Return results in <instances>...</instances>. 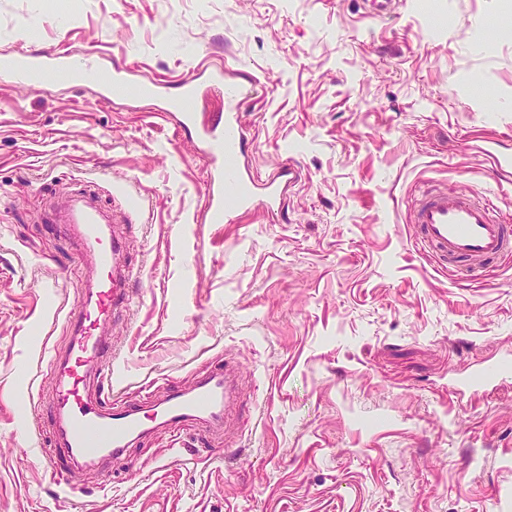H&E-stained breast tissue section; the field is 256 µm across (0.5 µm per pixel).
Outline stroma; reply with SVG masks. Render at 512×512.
I'll use <instances>...</instances> for the list:
<instances>
[{"mask_svg":"<svg viewBox=\"0 0 512 512\" xmlns=\"http://www.w3.org/2000/svg\"><path fill=\"white\" fill-rule=\"evenodd\" d=\"M34 51L132 81L226 67L260 86L248 165L300 173L276 215L212 224L195 129L93 83L0 77V512H512V375L456 385L512 358V261L453 282L409 210L432 184L512 214L484 154L512 155V0H0V59ZM92 181L140 204L115 230L143 276L107 326L127 400L228 357L239 397L225 430L184 433L198 456L164 460L159 432L60 479L39 462L50 359L95 269L54 214ZM510 371V360H503L495 365L487 366L470 373L463 379L462 385L472 392L483 391L490 385L495 384L503 377L509 375Z\"/></svg>","mask_w":512,"mask_h":512,"instance_id":"stroma-1","label":"stroma"}]
</instances>
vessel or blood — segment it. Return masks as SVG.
<instances>
[{
  "instance_id": "obj_1",
  "label": "vessel or blood",
  "mask_w": 512,
  "mask_h": 512,
  "mask_svg": "<svg viewBox=\"0 0 512 512\" xmlns=\"http://www.w3.org/2000/svg\"><path fill=\"white\" fill-rule=\"evenodd\" d=\"M0 71L18 83L37 79L50 84L61 76L79 84L92 80L104 98L125 82L121 72H99L92 59L75 60L65 53L4 59ZM215 87L224 90V113L217 121L198 124L193 103ZM140 88L170 112L179 126L196 128L210 165L206 203L211 223H239L242 215L258 204L270 212L279 209L284 185L295 179L298 171L287 164L278 179L262 181L248 168L239 116L244 97L238 85L225 82L223 71L213 70L203 80L184 83L180 103L166 87L153 82H141ZM97 198V190H86L72 196L57 214L58 222L69 225L96 260V276L84 290L78 312L65 317L70 344L51 360L55 387L51 418L57 442L43 457L47 468L57 475L67 462H112L156 431L178 436L192 423L218 429L234 390L235 369L228 363L222 370L206 372L192 389H171L158 402L135 405L113 399L122 375L114 363L112 340L101 327L130 309L129 285L138 279L139 271L125 261L123 243L110 232L107 214ZM412 215L417 226L416 247L438 264L463 260L482 277L492 272L494 263L512 259V223L489 199L427 186L415 196ZM510 374L512 362L503 360L470 373L462 384L479 392Z\"/></svg>"
}]
</instances>
